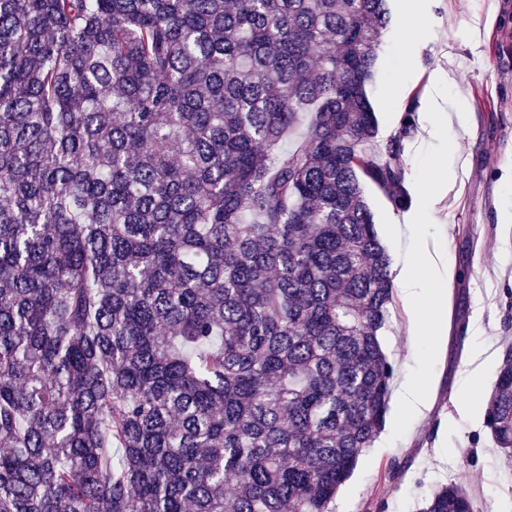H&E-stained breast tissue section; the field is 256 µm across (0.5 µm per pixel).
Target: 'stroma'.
I'll return each mask as SVG.
<instances>
[{
	"instance_id": "obj_1",
	"label": "stroma",
	"mask_w": 512,
	"mask_h": 512,
	"mask_svg": "<svg viewBox=\"0 0 512 512\" xmlns=\"http://www.w3.org/2000/svg\"><path fill=\"white\" fill-rule=\"evenodd\" d=\"M408 5L389 0L391 24L370 98L384 138L397 131L406 100L418 98V129L404 152L413 204L396 210L371 183L365 197L392 268L402 262L404 224L418 225L428 249L443 258L442 278L428 277L421 298L437 316L435 331L414 335L416 311L399 298L381 338L395 382L420 380L430 406L410 417L391 400L384 430L333 507L416 512L434 486L460 480L475 512H512V468L493 445L481 405L503 342L512 340V25L502 24L512 0H419L404 42ZM475 319L483 336L470 329ZM479 348L490 362L476 370L469 359Z\"/></svg>"
}]
</instances>
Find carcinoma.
<instances>
[{
	"label": "carcinoma",
	"instance_id": "carcinoma-1",
	"mask_svg": "<svg viewBox=\"0 0 512 512\" xmlns=\"http://www.w3.org/2000/svg\"><path fill=\"white\" fill-rule=\"evenodd\" d=\"M390 21L0 0V512H332L394 378L363 187L412 205L418 97L381 140L367 91ZM484 407L512 467L511 341Z\"/></svg>",
	"mask_w": 512,
	"mask_h": 512
}]
</instances>
